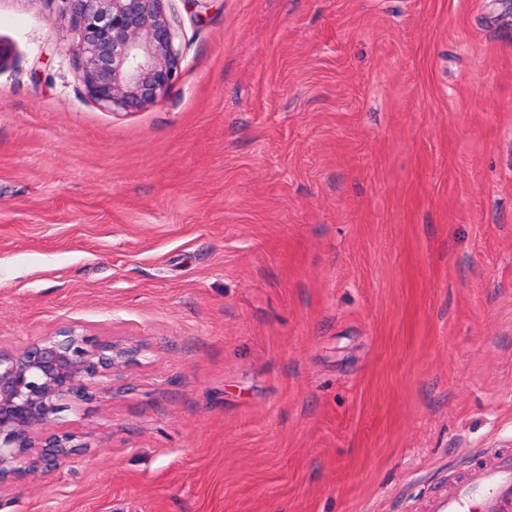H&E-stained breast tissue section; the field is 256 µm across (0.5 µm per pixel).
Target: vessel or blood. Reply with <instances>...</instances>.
I'll return each instance as SVG.
<instances>
[{"mask_svg": "<svg viewBox=\"0 0 512 512\" xmlns=\"http://www.w3.org/2000/svg\"><path fill=\"white\" fill-rule=\"evenodd\" d=\"M425 512H512V449L477 457L427 500Z\"/></svg>", "mask_w": 512, "mask_h": 512, "instance_id": "obj_1", "label": "vessel or blood"}]
</instances>
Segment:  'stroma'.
<instances>
[{"label": "stroma", "instance_id": "35a3bbf8", "mask_svg": "<svg viewBox=\"0 0 512 512\" xmlns=\"http://www.w3.org/2000/svg\"><path fill=\"white\" fill-rule=\"evenodd\" d=\"M165 6L107 111L0 0V347L142 348L0 512H422L512 444V0Z\"/></svg>", "mask_w": 512, "mask_h": 512}]
</instances>
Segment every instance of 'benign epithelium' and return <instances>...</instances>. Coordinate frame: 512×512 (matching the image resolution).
<instances>
[{
	"label": "benign epithelium",
	"instance_id": "benign-epithelium-1",
	"mask_svg": "<svg viewBox=\"0 0 512 512\" xmlns=\"http://www.w3.org/2000/svg\"><path fill=\"white\" fill-rule=\"evenodd\" d=\"M58 2L73 34L65 51L89 99L113 111L165 95L181 64V24L165 0ZM133 357L122 344L92 342L72 326L21 350L0 348V486L65 466L81 444L57 425L59 413L92 398Z\"/></svg>",
	"mask_w": 512,
	"mask_h": 512
}]
</instances>
